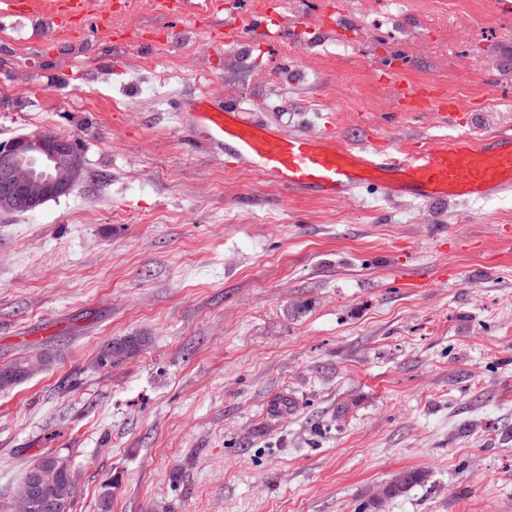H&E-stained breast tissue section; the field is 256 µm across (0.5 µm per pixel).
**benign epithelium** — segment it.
<instances>
[{
    "label": "benign epithelium",
    "mask_w": 512,
    "mask_h": 512,
    "mask_svg": "<svg viewBox=\"0 0 512 512\" xmlns=\"http://www.w3.org/2000/svg\"><path fill=\"white\" fill-rule=\"evenodd\" d=\"M83 164L73 142L36 131L0 149V208L34 210L68 193Z\"/></svg>",
    "instance_id": "7a95c632"
}]
</instances>
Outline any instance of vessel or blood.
<instances>
[{"instance_id":"obj_1","label":"vessel or blood","mask_w":512,"mask_h":512,"mask_svg":"<svg viewBox=\"0 0 512 512\" xmlns=\"http://www.w3.org/2000/svg\"><path fill=\"white\" fill-rule=\"evenodd\" d=\"M53 8L61 21L91 17L88 0H54ZM175 13L206 27L212 51H223L237 39L236 9L218 14L203 0H178ZM174 109L183 131L220 157L227 170L251 168L293 195L315 192L349 202L373 185L387 198L474 204L512 194V127L474 142L381 144L370 138L360 147L344 148L321 133L284 134L251 118L232 99L195 93L178 100Z\"/></svg>"}]
</instances>
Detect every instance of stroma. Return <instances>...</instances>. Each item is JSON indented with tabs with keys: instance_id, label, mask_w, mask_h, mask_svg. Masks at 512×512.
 <instances>
[{
	"instance_id": "1",
	"label": "stroma",
	"mask_w": 512,
	"mask_h": 512,
	"mask_svg": "<svg viewBox=\"0 0 512 512\" xmlns=\"http://www.w3.org/2000/svg\"><path fill=\"white\" fill-rule=\"evenodd\" d=\"M476 2L495 26L416 0L424 29L393 39L362 0H288L277 40L218 55L159 7L120 47L92 25L44 41L0 18V144L50 130L84 160L68 194L0 210V364L54 355L0 391V512L47 451L70 460L71 512L107 491L111 512H512V196H291L227 172L172 112L199 88L345 147L479 138L512 126V0ZM330 10L361 20L349 53L328 52ZM187 40L208 78L174 75ZM404 86L418 107L452 97L458 126L407 115ZM123 336L146 344L95 366ZM406 470L423 481L383 497ZM144 343L145 338L142 336H123L114 339L100 349L97 355V362L106 355L112 354V359L108 358V361L104 363L105 366L122 363L133 357ZM128 352H130V354H128ZM45 355L48 358L47 366L51 365L54 361L52 354L47 349H41L36 352H32L28 355L17 357L10 362H8V365L13 368L15 372L20 373L24 366H26L28 360L30 358H34L36 355ZM45 367V359L44 357H36L29 361L27 367H26V376L31 377L34 373L40 371Z\"/></svg>"
}]
</instances>
